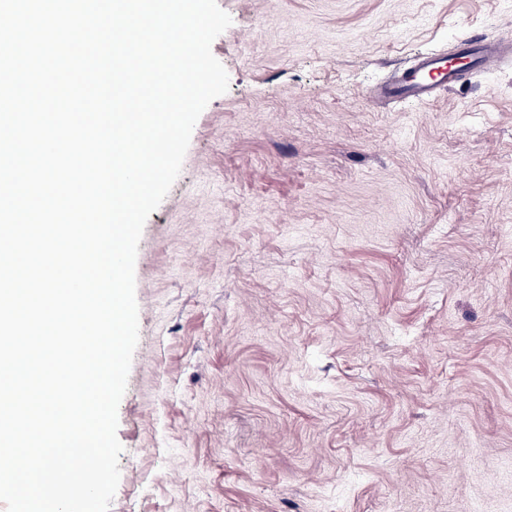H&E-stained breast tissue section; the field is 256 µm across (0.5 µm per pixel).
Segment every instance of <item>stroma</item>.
<instances>
[{
  "label": "stroma",
  "mask_w": 512,
  "mask_h": 512,
  "mask_svg": "<svg viewBox=\"0 0 512 512\" xmlns=\"http://www.w3.org/2000/svg\"><path fill=\"white\" fill-rule=\"evenodd\" d=\"M227 92L135 263L109 512H512V62L399 72L503 0H217ZM459 81V72L444 56H429L403 72L400 79L388 89L393 98L426 100L437 88L453 87Z\"/></svg>",
  "instance_id": "obj_1"
}]
</instances>
